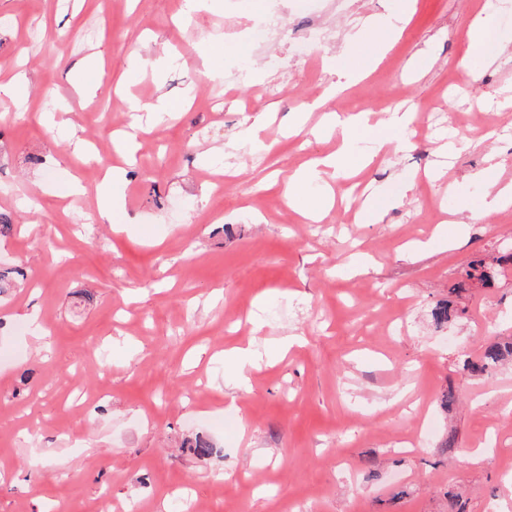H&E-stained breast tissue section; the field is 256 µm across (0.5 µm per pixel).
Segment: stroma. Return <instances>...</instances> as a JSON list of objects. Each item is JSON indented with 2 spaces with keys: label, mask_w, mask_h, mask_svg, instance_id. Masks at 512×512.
<instances>
[{
  "label": "stroma",
  "mask_w": 512,
  "mask_h": 512,
  "mask_svg": "<svg viewBox=\"0 0 512 512\" xmlns=\"http://www.w3.org/2000/svg\"><path fill=\"white\" fill-rule=\"evenodd\" d=\"M395 4L222 0L184 21L179 0H0V77L29 82L0 97V267L22 271L0 296V512H512V361L462 366L484 337L512 338V266L453 289L512 240V209L460 221L484 206L489 162L512 181V108L491 105L512 87V0H411L376 70L330 93L329 57L358 58L349 32ZM275 10L278 39L256 51ZM480 12L504 47L491 66L466 37ZM213 39L229 51L210 78ZM93 52L84 102L73 83ZM162 95L177 109L148 112ZM362 111L378 129L416 118L408 150L354 178L391 207L363 224L358 197L305 221L267 178L336 151L338 133H312L323 114ZM133 122L118 231L94 219L93 169L123 164ZM75 179L86 194H68ZM247 347L260 359L241 380L224 353ZM199 436L218 454L194 453ZM101 74L94 67H86L75 84V90L82 100H91L100 85Z\"/></svg>",
  "instance_id": "35a3bbf8"
}]
</instances>
